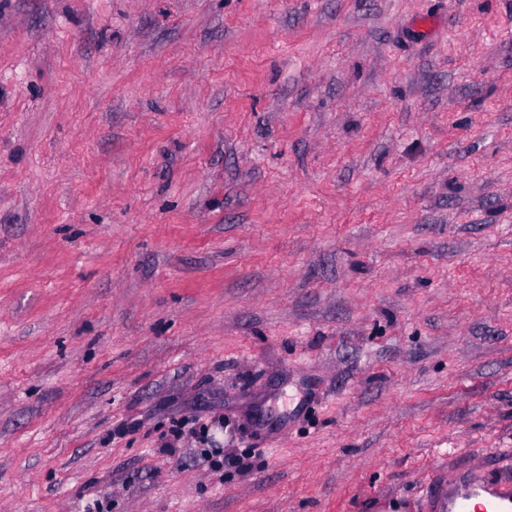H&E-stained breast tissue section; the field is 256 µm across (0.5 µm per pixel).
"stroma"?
<instances>
[{
  "instance_id": "stroma-1",
  "label": "stroma",
  "mask_w": 512,
  "mask_h": 512,
  "mask_svg": "<svg viewBox=\"0 0 512 512\" xmlns=\"http://www.w3.org/2000/svg\"><path fill=\"white\" fill-rule=\"evenodd\" d=\"M468 470L512 482V0H0V512Z\"/></svg>"
}]
</instances>
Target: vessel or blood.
I'll list each match as a JSON object with an SVG mask.
<instances>
[{
    "mask_svg": "<svg viewBox=\"0 0 512 512\" xmlns=\"http://www.w3.org/2000/svg\"><path fill=\"white\" fill-rule=\"evenodd\" d=\"M474 500L480 503L478 512H512V486L489 475L458 473L448 487V512H468Z\"/></svg>",
    "mask_w": 512,
    "mask_h": 512,
    "instance_id": "1",
    "label": "vessel or blood"
}]
</instances>
